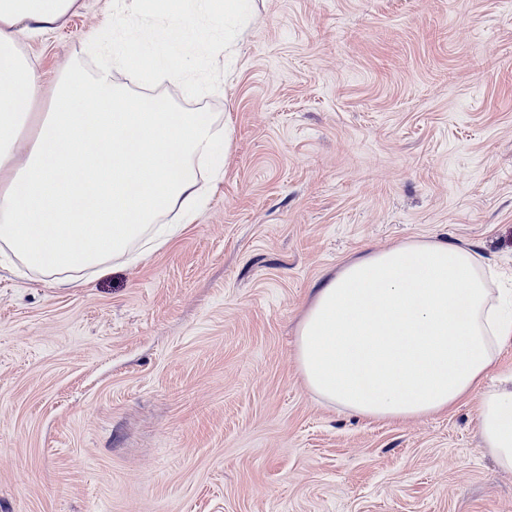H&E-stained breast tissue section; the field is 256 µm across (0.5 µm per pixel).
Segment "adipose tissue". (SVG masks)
I'll use <instances>...</instances> for the list:
<instances>
[{
    "instance_id": "ef3b65f1",
    "label": "adipose tissue",
    "mask_w": 512,
    "mask_h": 512,
    "mask_svg": "<svg viewBox=\"0 0 512 512\" xmlns=\"http://www.w3.org/2000/svg\"><path fill=\"white\" fill-rule=\"evenodd\" d=\"M81 0H0V252L70 288L82 272L136 264L167 245L201 212L202 172L231 135L212 112H168L112 79L156 84L181 75L183 55L211 23L212 39L232 48L250 0H118L143 21L161 19L166 38L139 48L114 36L96 70L76 65L61 78L48 111L21 37L57 29ZM180 172L170 176L166 156ZM472 249L413 239L365 254L315 289L297 329L295 360L307 390L366 420H405L448 411L479 393L483 447L512 471V375L485 381L512 342V302Z\"/></svg>"
}]
</instances>
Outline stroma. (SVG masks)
<instances>
[{"label":"stroma","instance_id":"obj_1","mask_svg":"<svg viewBox=\"0 0 512 512\" xmlns=\"http://www.w3.org/2000/svg\"><path fill=\"white\" fill-rule=\"evenodd\" d=\"M112 6L22 39L43 89ZM194 51L163 92L233 129L196 220L76 288L0 263V512H512L476 398L368 421L294 359L370 251L446 240L512 289V0H253L232 65Z\"/></svg>","mask_w":512,"mask_h":512}]
</instances>
